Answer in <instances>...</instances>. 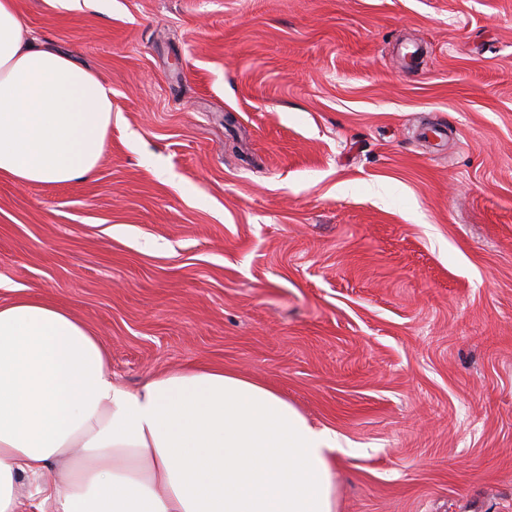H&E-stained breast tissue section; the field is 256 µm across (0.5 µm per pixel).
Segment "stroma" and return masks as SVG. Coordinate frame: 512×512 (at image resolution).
Returning a JSON list of instances; mask_svg holds the SVG:
<instances>
[{
    "label": "stroma",
    "mask_w": 512,
    "mask_h": 512,
    "mask_svg": "<svg viewBox=\"0 0 512 512\" xmlns=\"http://www.w3.org/2000/svg\"><path fill=\"white\" fill-rule=\"evenodd\" d=\"M101 75L87 180L0 178V304L350 446L338 512H512V0H16Z\"/></svg>",
    "instance_id": "obj_1"
}]
</instances>
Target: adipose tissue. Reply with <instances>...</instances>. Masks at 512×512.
<instances>
[{"label":"adipose tissue","mask_w":512,"mask_h":512,"mask_svg":"<svg viewBox=\"0 0 512 512\" xmlns=\"http://www.w3.org/2000/svg\"><path fill=\"white\" fill-rule=\"evenodd\" d=\"M112 125L96 73L0 0V176L93 174ZM266 384L188 364L129 388L66 308L0 305V512H336V448Z\"/></svg>","instance_id":"1"}]
</instances>
